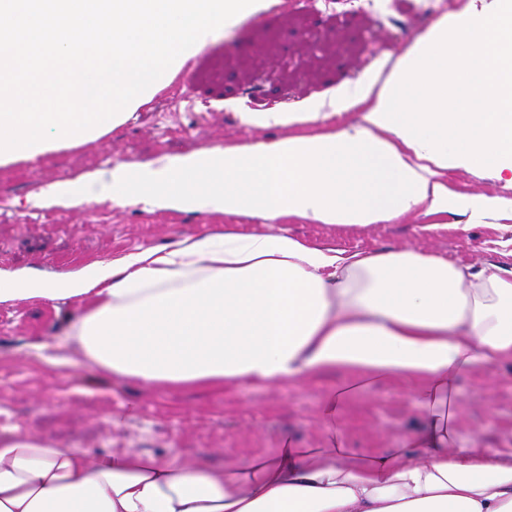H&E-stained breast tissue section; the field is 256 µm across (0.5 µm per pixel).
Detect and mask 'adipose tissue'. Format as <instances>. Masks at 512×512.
Wrapping results in <instances>:
<instances>
[{
	"label": "adipose tissue",
	"instance_id": "obj_1",
	"mask_svg": "<svg viewBox=\"0 0 512 512\" xmlns=\"http://www.w3.org/2000/svg\"><path fill=\"white\" fill-rule=\"evenodd\" d=\"M356 111L357 120L335 121ZM285 135L82 173L46 201L91 199L245 215L169 246L58 278L0 274V303L97 297L69 338L110 379L143 388L277 387L338 375L321 398L323 447L289 434L246 464L169 461L141 448L89 457L43 437L0 439V512H512V447L459 441V382L512 364V270L412 248L317 247L289 218L366 227L504 198L459 196L444 175L487 168L512 188V0H470L336 112H243ZM399 380L419 415L398 447L356 454L348 402Z\"/></svg>",
	"mask_w": 512,
	"mask_h": 512
}]
</instances>
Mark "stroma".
Wrapping results in <instances>:
<instances>
[{
  "label": "stroma",
  "instance_id": "35a3bbf8",
  "mask_svg": "<svg viewBox=\"0 0 512 512\" xmlns=\"http://www.w3.org/2000/svg\"><path fill=\"white\" fill-rule=\"evenodd\" d=\"M469 0H281L279 7L218 32L171 87L158 93L118 129L95 142L31 161L0 166V273L54 277L95 262L175 242L213 224L256 230L246 216L227 218L117 205L101 197L79 207L41 201L51 183L77 173L176 155L233 141L284 135L281 127L241 125L240 112L329 111L348 88L385 76L396 60L443 16L465 11ZM459 194L512 200L485 169L452 170ZM456 214H414L392 224L336 226L288 222L318 246L376 253L403 246L467 266L490 261L512 268V212L458 228ZM89 303L21 299L0 304V436H41L59 447L93 455L144 448L211 464H244L277 447L282 431L305 447H319V399L325 375L272 388L231 386L221 391L146 392L134 381L111 382L65 343L68 326ZM46 345L45 356L33 347ZM74 366L52 364L53 356ZM459 432L470 447L495 448L512 436V367L478 371L460 382ZM125 416L122 426L113 417ZM418 421L401 385L356 397L348 406L346 437L356 452L394 447Z\"/></svg>",
  "mask_w": 512,
  "mask_h": 512
}]
</instances>
